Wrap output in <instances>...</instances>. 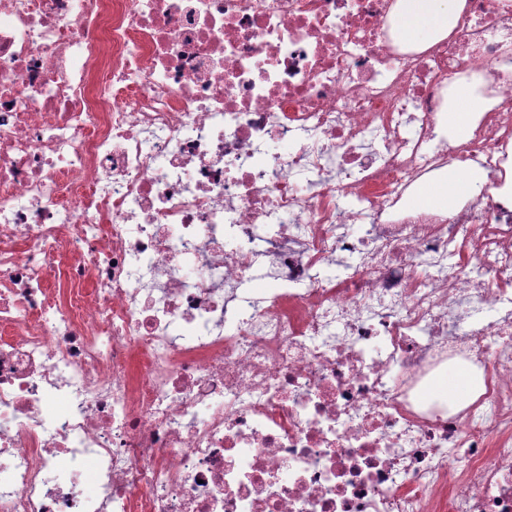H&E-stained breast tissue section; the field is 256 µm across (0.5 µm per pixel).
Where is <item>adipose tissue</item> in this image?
<instances>
[{
	"instance_id": "1",
	"label": "adipose tissue",
	"mask_w": 512,
	"mask_h": 512,
	"mask_svg": "<svg viewBox=\"0 0 512 512\" xmlns=\"http://www.w3.org/2000/svg\"><path fill=\"white\" fill-rule=\"evenodd\" d=\"M464 0H397L394 27L405 44L425 46L447 37L456 27ZM485 105L477 101L472 86L465 82L455 86L454 100L448 110L447 126L456 137L471 130L478 112ZM485 173L477 167L465 172L449 170L446 175L420 185L411 198L417 210L451 212L458 208L464 195L485 183ZM478 373L459 367L439 378L432 387L438 397L452 401L466 400L481 389Z\"/></svg>"
}]
</instances>
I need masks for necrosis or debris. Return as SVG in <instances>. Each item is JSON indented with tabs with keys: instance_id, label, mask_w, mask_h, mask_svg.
<instances>
[{
	"instance_id": "4bbe7bcc",
	"label": "necrosis or debris",
	"mask_w": 512,
	"mask_h": 512,
	"mask_svg": "<svg viewBox=\"0 0 512 512\" xmlns=\"http://www.w3.org/2000/svg\"><path fill=\"white\" fill-rule=\"evenodd\" d=\"M465 2L419 51L396 0H0V512H512V0ZM492 103V100L477 101L473 87L466 82H458L455 86L452 106L448 109V131L456 137H464L471 130L476 113L483 112ZM421 184L411 198L415 210H433L452 212L458 208L462 198L479 184L486 182L485 173L477 167L460 174L453 168H448L447 175ZM480 375L466 367H459L439 378L432 392L440 398L452 401L467 400L481 389Z\"/></svg>"
}]
</instances>
